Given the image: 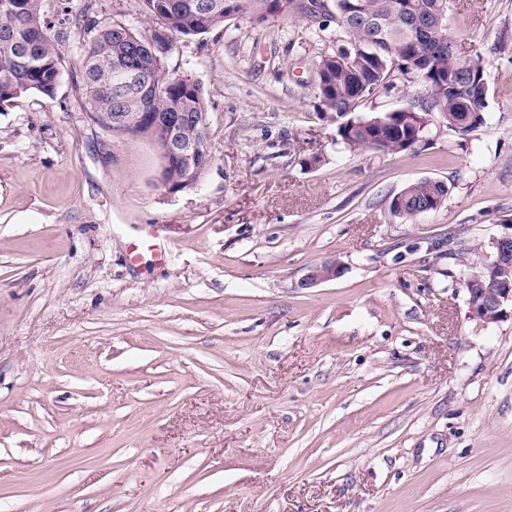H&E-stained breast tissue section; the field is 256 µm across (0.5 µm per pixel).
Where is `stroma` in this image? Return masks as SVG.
Here are the masks:
<instances>
[{
    "label": "stroma",
    "instance_id": "35a3bbf8",
    "mask_svg": "<svg viewBox=\"0 0 512 512\" xmlns=\"http://www.w3.org/2000/svg\"><path fill=\"white\" fill-rule=\"evenodd\" d=\"M451 2L486 122L432 117L412 151L336 145L301 15L177 37L214 155L189 192L149 138L91 123L82 33L53 97L0 105V512H512V320L470 319L451 279L512 234V0ZM93 15L151 33L134 0ZM421 179L442 205L393 216ZM448 191L447 184L432 179L409 183L392 197L390 211L398 218L410 220L419 215L417 212L424 205L430 206V209L425 212L436 210L446 199ZM396 197L399 199V204L394 210L393 204Z\"/></svg>",
    "mask_w": 512,
    "mask_h": 512
}]
</instances>
